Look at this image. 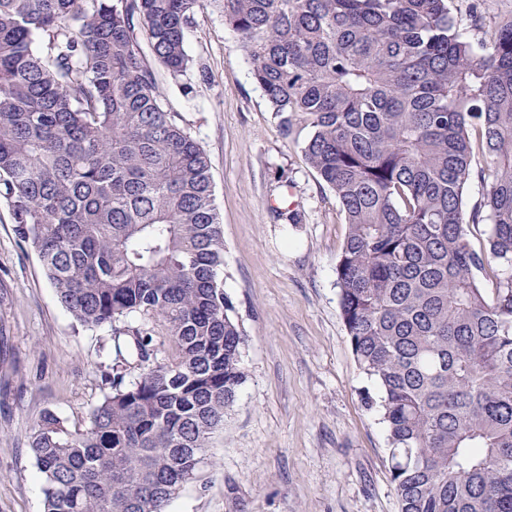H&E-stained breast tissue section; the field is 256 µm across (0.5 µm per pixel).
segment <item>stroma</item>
<instances>
[{
  "label": "stroma",
  "instance_id": "obj_1",
  "mask_svg": "<svg viewBox=\"0 0 512 512\" xmlns=\"http://www.w3.org/2000/svg\"><path fill=\"white\" fill-rule=\"evenodd\" d=\"M185 44L192 67L160 84L210 159L224 295L247 342L236 399L168 512H400L379 390L340 315L348 228L336 197L283 134L218 8L197 12ZM113 332L67 312L0 205V512H42L31 428L46 411L86 425L106 392L98 350Z\"/></svg>",
  "mask_w": 512,
  "mask_h": 512
}]
</instances>
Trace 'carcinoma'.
Returning <instances> with one entry per match:
<instances>
[{
    "mask_svg": "<svg viewBox=\"0 0 512 512\" xmlns=\"http://www.w3.org/2000/svg\"><path fill=\"white\" fill-rule=\"evenodd\" d=\"M208 2L344 214L341 316L401 512H512V15L489 31L466 0L471 39L453 0H0V203L79 322L143 318L84 428L35 422L43 512H167L243 379L209 159L157 78Z\"/></svg>",
    "mask_w": 512,
    "mask_h": 512,
    "instance_id": "1",
    "label": "carcinoma"
}]
</instances>
